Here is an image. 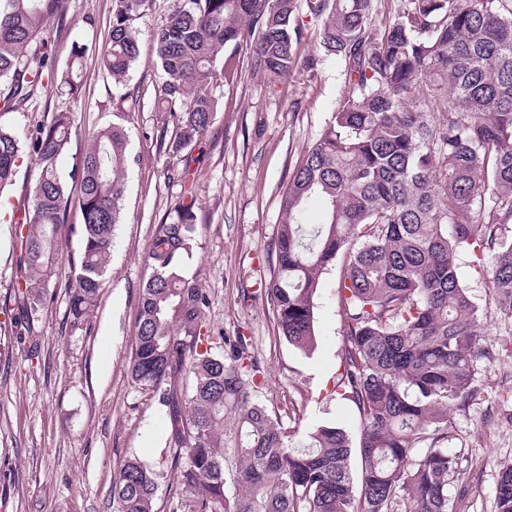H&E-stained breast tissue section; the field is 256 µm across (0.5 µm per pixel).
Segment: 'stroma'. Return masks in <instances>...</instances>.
Segmentation results:
<instances>
[{
	"label": "stroma",
	"mask_w": 512,
	"mask_h": 512,
	"mask_svg": "<svg viewBox=\"0 0 512 512\" xmlns=\"http://www.w3.org/2000/svg\"><path fill=\"white\" fill-rule=\"evenodd\" d=\"M174 0H152L138 20L139 58L126 88L113 85L100 65L110 43L112 0H69L52 23L47 61L64 71L74 45L85 49L81 91L60 84L39 90L12 118L20 129L69 112L73 126L59 158L62 176L80 166L92 134L123 113L129 151L122 222L109 270L84 328L68 320L70 258L80 253V215L70 208L58 228L63 253L38 321L19 332L22 294L15 270V227L0 218V512H113L112 481L126 458L165 468L169 455L165 410L132 383L128 373L137 304L149 273L147 254L156 225L171 221L183 195L168 173L178 157L160 154L156 134L164 116L154 96L153 29ZM344 89L343 68L321 57L309 35L295 71L278 84L245 72L240 83L211 87L221 107L192 165L198 233L188 274L197 276L209 305L204 319L215 332L248 340L259 372L257 398L285 425L307 432L336 424L356 433L354 405L336 396L343 320L336 271L323 275L316 298V341L302 350L279 336L260 290L269 275L266 252L279 223L280 188L304 151L332 119ZM139 95L128 111L124 92ZM456 263L482 308L485 355L477 363V393L448 411V443L459 474L448 486L449 512H493L503 467L512 464V317L498 311L487 272L490 258L465 252ZM467 496H459L461 485Z\"/></svg>",
	"instance_id": "stroma-1"
}]
</instances>
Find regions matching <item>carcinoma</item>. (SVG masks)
Listing matches in <instances>:
<instances>
[{
  "label": "carcinoma",
  "mask_w": 512,
  "mask_h": 512,
  "mask_svg": "<svg viewBox=\"0 0 512 512\" xmlns=\"http://www.w3.org/2000/svg\"><path fill=\"white\" fill-rule=\"evenodd\" d=\"M66 2L0 0V81L9 84L0 100V192L21 153H32L38 176L17 225L27 326L46 305L63 249L55 228L70 205L79 209L82 247L68 302L78 329L108 271L132 158L123 125L98 131L73 200L57 168L72 113L30 131L10 118L45 78L59 76L78 92L74 64L59 75L37 50ZM149 2L112 0L102 64L118 85L138 61L136 21ZM376 15L375 0H175L153 30L157 111L176 128L173 139L160 136L161 153L203 147L218 110L209 87L241 79L253 26L262 36L251 70L273 82L291 73L311 26L324 55L342 63L332 120L281 188L262 290L278 332L308 349L322 275L342 259L344 373L336 388L355 406L359 432L322 425L295 444L298 430L256 400L245 337L206 329L207 297L185 271L197 232L190 186L176 219L155 227L129 362L132 381L165 408L167 471L128 458L113 478V512H155L169 476V512H448L458 473L456 457L440 446L448 405L474 396L476 362L485 356L480 307L458 250L491 255L497 307L512 316V0H408ZM316 195L329 217L308 241L303 208ZM495 512H512V465L502 470Z\"/></svg>",
  "instance_id": "obj_1"
}]
</instances>
